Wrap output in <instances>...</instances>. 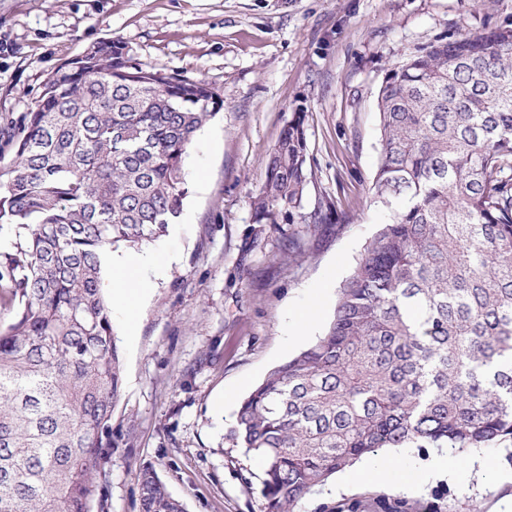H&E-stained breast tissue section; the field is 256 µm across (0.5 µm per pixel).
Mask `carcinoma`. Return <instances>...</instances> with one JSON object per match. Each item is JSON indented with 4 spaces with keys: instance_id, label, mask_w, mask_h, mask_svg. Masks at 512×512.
Returning <instances> with one entry per match:
<instances>
[{
    "instance_id": "1",
    "label": "carcinoma",
    "mask_w": 512,
    "mask_h": 512,
    "mask_svg": "<svg viewBox=\"0 0 512 512\" xmlns=\"http://www.w3.org/2000/svg\"><path fill=\"white\" fill-rule=\"evenodd\" d=\"M224 101L104 40L0 128V512H92L122 354L101 258L180 216L185 160ZM372 192L392 211L324 335L246 397L233 445L265 461V512L380 448L512 440V27L403 54L377 92ZM300 123L269 154L254 220L297 207ZM141 512H185L152 469Z\"/></svg>"
}]
</instances>
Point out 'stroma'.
<instances>
[{"instance_id":"obj_1","label":"stroma","mask_w":512,"mask_h":512,"mask_svg":"<svg viewBox=\"0 0 512 512\" xmlns=\"http://www.w3.org/2000/svg\"><path fill=\"white\" fill-rule=\"evenodd\" d=\"M512 24V0H0V125L28 111L65 61L99 41L162 74L208 82L223 108L186 160L176 224L144 244L150 299L136 334L113 311L123 397L105 451L103 512H140L156 470L186 512H264V462L233 447L239 403L325 332L338 290L390 210L374 200L377 89L401 55L438 38ZM302 121L308 180L293 220L256 223L268 156ZM331 223L303 218L323 204ZM317 324L296 342V317ZM453 456L455 482L412 495L333 475L299 512H512V460L484 471Z\"/></svg>"}]
</instances>
